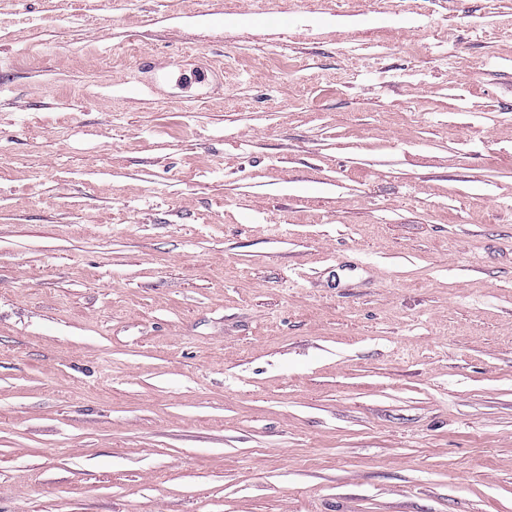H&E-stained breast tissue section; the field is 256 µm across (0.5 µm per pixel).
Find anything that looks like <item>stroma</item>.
Returning <instances> with one entry per match:
<instances>
[{
    "mask_svg": "<svg viewBox=\"0 0 512 512\" xmlns=\"http://www.w3.org/2000/svg\"><path fill=\"white\" fill-rule=\"evenodd\" d=\"M0 512H512V0H0Z\"/></svg>",
    "mask_w": 512,
    "mask_h": 512,
    "instance_id": "obj_1",
    "label": "stroma"
}]
</instances>
